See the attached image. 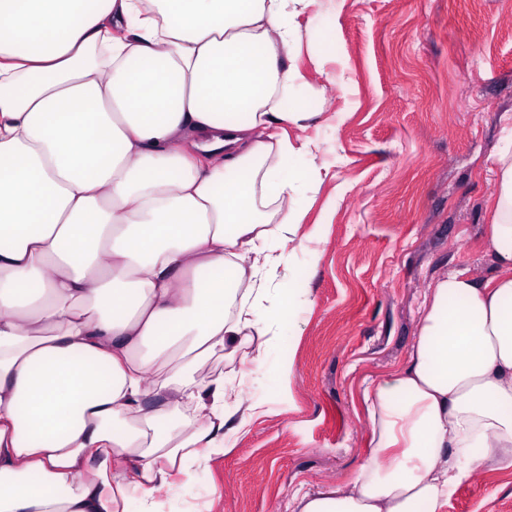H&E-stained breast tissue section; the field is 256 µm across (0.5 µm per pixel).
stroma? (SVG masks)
<instances>
[{
	"label": "stroma",
	"mask_w": 512,
	"mask_h": 512,
	"mask_svg": "<svg viewBox=\"0 0 512 512\" xmlns=\"http://www.w3.org/2000/svg\"><path fill=\"white\" fill-rule=\"evenodd\" d=\"M299 22L302 95L320 115L306 134L328 175L298 231L297 299L265 372L234 379L263 414L165 512H293L346 487L370 429L363 387L406 362L427 289L454 269L495 273L483 235L512 113V0H319ZM447 512H512V476L463 483Z\"/></svg>",
	"instance_id": "1"
}]
</instances>
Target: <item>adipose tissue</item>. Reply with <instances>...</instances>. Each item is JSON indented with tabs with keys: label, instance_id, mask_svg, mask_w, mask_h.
I'll return each mask as SVG.
<instances>
[{
	"label": "adipose tissue",
	"instance_id": "adipose-tissue-1",
	"mask_svg": "<svg viewBox=\"0 0 512 512\" xmlns=\"http://www.w3.org/2000/svg\"><path fill=\"white\" fill-rule=\"evenodd\" d=\"M317 2L0 0V512H163L260 412L207 366L262 369L290 314L271 290L324 181L285 131L318 118L292 54ZM491 159L496 275L431 286L363 392L349 490L297 512H445L512 471L510 112Z\"/></svg>",
	"mask_w": 512,
	"mask_h": 512
}]
</instances>
